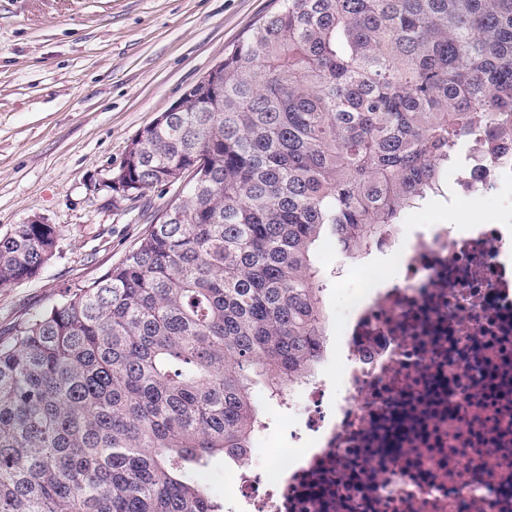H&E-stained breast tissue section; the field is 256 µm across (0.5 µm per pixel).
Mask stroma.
<instances>
[{"instance_id":"35a3bbf8","label":"stroma","mask_w":512,"mask_h":512,"mask_svg":"<svg viewBox=\"0 0 512 512\" xmlns=\"http://www.w3.org/2000/svg\"><path fill=\"white\" fill-rule=\"evenodd\" d=\"M280 0H0V233L60 230L33 278L0 288V338L117 263L178 192L113 206L103 186L131 140ZM222 458L192 470L230 512Z\"/></svg>"}]
</instances>
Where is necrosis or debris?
I'll use <instances>...</instances> for the list:
<instances>
[{
	"label": "necrosis or debris",
	"mask_w": 512,
	"mask_h": 512,
	"mask_svg": "<svg viewBox=\"0 0 512 512\" xmlns=\"http://www.w3.org/2000/svg\"><path fill=\"white\" fill-rule=\"evenodd\" d=\"M512 185V137L468 154L449 201L481 207ZM394 259L384 274L375 255ZM363 289L336 330L344 393L309 375L313 444L229 480L249 512H512V215L455 234L390 224L364 253Z\"/></svg>",
	"instance_id": "1"
}]
</instances>
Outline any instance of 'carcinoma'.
Wrapping results in <instances>:
<instances>
[{"label": "carcinoma", "mask_w": 512, "mask_h": 512, "mask_svg": "<svg viewBox=\"0 0 512 512\" xmlns=\"http://www.w3.org/2000/svg\"><path fill=\"white\" fill-rule=\"evenodd\" d=\"M223 84L141 135L122 200L182 182L174 216L0 341V512H224L187 471L322 361L321 243L360 259L512 130V0H281ZM58 236L0 234V288Z\"/></svg>", "instance_id": "carcinoma-1"}]
</instances>
